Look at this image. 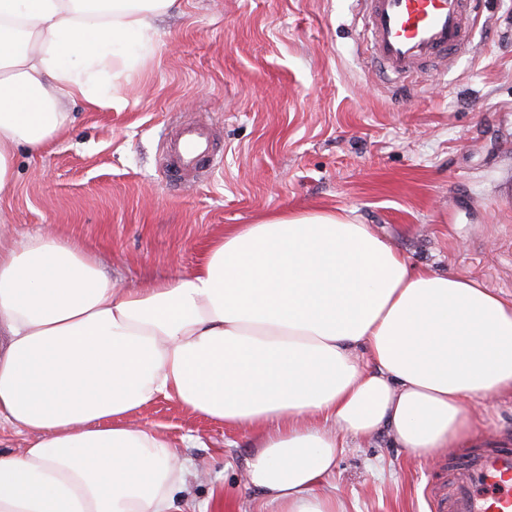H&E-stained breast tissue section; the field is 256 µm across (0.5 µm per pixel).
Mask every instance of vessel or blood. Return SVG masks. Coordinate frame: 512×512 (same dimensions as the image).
<instances>
[{
	"label": "vessel or blood",
	"mask_w": 512,
	"mask_h": 512,
	"mask_svg": "<svg viewBox=\"0 0 512 512\" xmlns=\"http://www.w3.org/2000/svg\"><path fill=\"white\" fill-rule=\"evenodd\" d=\"M371 57L386 72L407 76L421 66L444 67L469 44L475 0H360ZM178 167L196 169L213 157L204 127H184ZM438 512H512V444L468 454L450 470Z\"/></svg>",
	"instance_id": "1"
}]
</instances>
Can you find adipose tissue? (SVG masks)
I'll return each mask as SVG.
<instances>
[{
  "instance_id": "obj_1",
  "label": "adipose tissue",
  "mask_w": 512,
  "mask_h": 512,
  "mask_svg": "<svg viewBox=\"0 0 512 512\" xmlns=\"http://www.w3.org/2000/svg\"><path fill=\"white\" fill-rule=\"evenodd\" d=\"M178 0H0V196L19 145L68 106H119L121 79ZM512 395V298L415 267L344 209L226 227L191 273L121 287L47 228L0 246V512H172L157 399L256 435L247 483L275 512H344L321 488L346 438L414 456L475 433L470 402Z\"/></svg>"
}]
</instances>
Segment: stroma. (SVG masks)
<instances>
[{
    "label": "stroma",
    "instance_id": "obj_1",
    "mask_svg": "<svg viewBox=\"0 0 512 512\" xmlns=\"http://www.w3.org/2000/svg\"><path fill=\"white\" fill-rule=\"evenodd\" d=\"M357 0H180L124 82L121 109L70 106L45 149L20 146L0 236L52 225L133 284L190 272L228 224L345 208L413 264L512 297V0H478L469 47L412 78L375 70ZM204 126L218 166L165 176L179 128ZM487 438L512 435V397L471 404ZM137 418L191 463L184 512H273L245 482L252 434L159 399ZM418 458L387 432L351 439L326 482L346 512H436L466 456Z\"/></svg>",
    "mask_w": 512,
    "mask_h": 512
}]
</instances>
